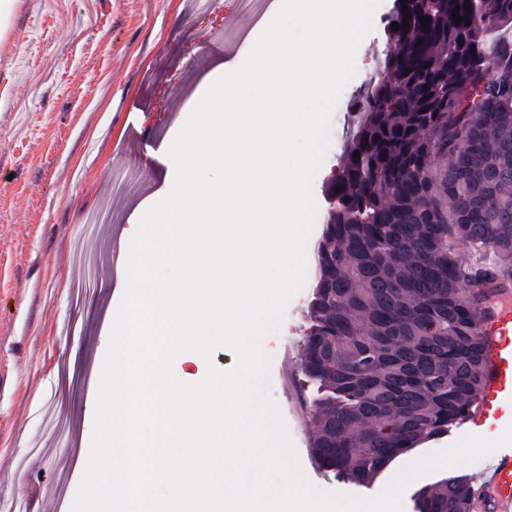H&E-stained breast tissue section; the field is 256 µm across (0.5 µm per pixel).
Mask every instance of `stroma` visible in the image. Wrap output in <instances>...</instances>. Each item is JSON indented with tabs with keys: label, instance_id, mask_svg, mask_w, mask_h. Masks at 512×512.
<instances>
[{
	"label": "stroma",
	"instance_id": "1",
	"mask_svg": "<svg viewBox=\"0 0 512 512\" xmlns=\"http://www.w3.org/2000/svg\"><path fill=\"white\" fill-rule=\"evenodd\" d=\"M194 2L15 0L0 31V512L31 486L42 491L34 512H71L83 476L79 450L95 418L108 310L125 290L128 229L173 188L168 144L220 64L203 55V44L234 39L246 23L237 0H222L207 16ZM392 4L379 0L374 8L356 73L332 110L311 181L317 210L325 208L321 186L349 133L346 106L383 56ZM131 169L140 178L115 192L114 177ZM102 211L108 218L91 245L96 276L76 277L81 256L72 229ZM310 293L303 284L279 329L264 339L266 396L311 486L374 497L461 432L397 457L366 487L325 476L310 456L312 391L297 368ZM48 408L68 421L67 445L45 443Z\"/></svg>",
	"mask_w": 512,
	"mask_h": 512
}]
</instances>
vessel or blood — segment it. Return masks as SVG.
Segmentation results:
<instances>
[{
  "label": "vessel or blood",
  "instance_id": "1",
  "mask_svg": "<svg viewBox=\"0 0 512 512\" xmlns=\"http://www.w3.org/2000/svg\"><path fill=\"white\" fill-rule=\"evenodd\" d=\"M487 340L481 397L465 424L478 434L512 423V292L496 297L485 313ZM476 512H512V446L497 449L480 467Z\"/></svg>",
  "mask_w": 512,
  "mask_h": 512
}]
</instances>
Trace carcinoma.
Listing matches in <instances>:
<instances>
[{
    "instance_id": "obj_1",
    "label": "carcinoma",
    "mask_w": 512,
    "mask_h": 512,
    "mask_svg": "<svg viewBox=\"0 0 512 512\" xmlns=\"http://www.w3.org/2000/svg\"><path fill=\"white\" fill-rule=\"evenodd\" d=\"M407 12L408 28L394 0L383 60L349 104L298 363L315 391L312 458L357 486L469 414L483 386L477 307L512 285V0H407ZM412 501L472 512L473 484L449 476Z\"/></svg>"
}]
</instances>
